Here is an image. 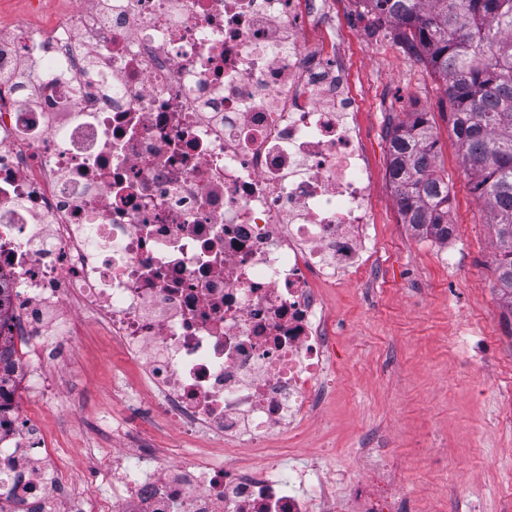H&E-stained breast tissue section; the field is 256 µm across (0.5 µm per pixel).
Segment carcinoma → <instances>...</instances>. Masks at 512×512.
Instances as JSON below:
<instances>
[{"mask_svg": "<svg viewBox=\"0 0 512 512\" xmlns=\"http://www.w3.org/2000/svg\"><path fill=\"white\" fill-rule=\"evenodd\" d=\"M366 2L445 82L465 171L492 217L496 287L512 309V0ZM435 145L425 113H413L389 138V176L404 223L446 237L450 196Z\"/></svg>", "mask_w": 512, "mask_h": 512, "instance_id": "cac0c4a2", "label": "carcinoma"}]
</instances>
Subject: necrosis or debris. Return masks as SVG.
Instances as JSON below:
<instances>
[{
    "mask_svg": "<svg viewBox=\"0 0 512 512\" xmlns=\"http://www.w3.org/2000/svg\"><path fill=\"white\" fill-rule=\"evenodd\" d=\"M334 0H66L0 26V504L7 512H406L371 478L229 469L128 435L76 492L26 409L39 352L108 336L153 409L224 453L296 435L331 387L322 288L369 278L374 176ZM139 464L129 467L127 456Z\"/></svg>",
    "mask_w": 512,
    "mask_h": 512,
    "instance_id": "1",
    "label": "necrosis or debris"
}]
</instances>
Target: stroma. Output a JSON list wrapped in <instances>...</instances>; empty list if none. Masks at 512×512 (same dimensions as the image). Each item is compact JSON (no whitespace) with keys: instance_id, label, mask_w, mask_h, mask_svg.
<instances>
[{"instance_id":"obj_1","label":"stroma","mask_w":512,"mask_h":512,"mask_svg":"<svg viewBox=\"0 0 512 512\" xmlns=\"http://www.w3.org/2000/svg\"><path fill=\"white\" fill-rule=\"evenodd\" d=\"M351 87L376 179L374 220L381 260L363 284L324 288L337 330L335 389L277 459L281 473L317 459L323 474L365 473L359 450L373 443L411 479L414 512H500L512 487V316L495 288V234L471 189L452 133L444 82L395 38L391 24L366 40L363 17L338 0ZM426 113L437 144L435 169L450 189L455 266L443 264L434 235L404 224L389 184V134L412 113ZM79 366L62 376L60 394L30 411L56 437L78 473L95 476L122 440L112 418L131 419L162 448L186 442L172 424L132 410L114 381L137 386L122 354L88 336ZM440 440L439 460L412 465L406 451Z\"/></svg>"}]
</instances>
